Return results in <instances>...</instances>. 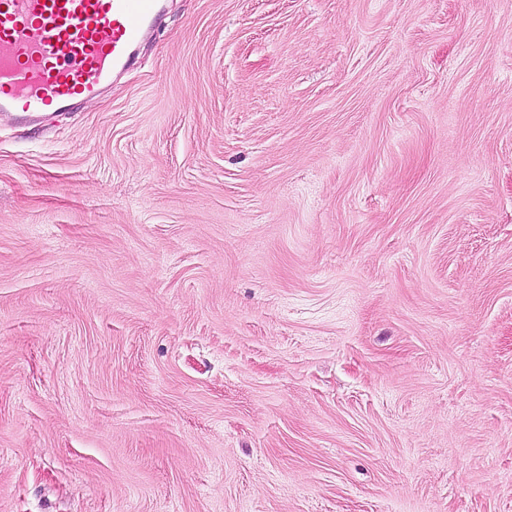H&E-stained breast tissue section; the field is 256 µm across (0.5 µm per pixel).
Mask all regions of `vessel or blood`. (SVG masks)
<instances>
[{"label": "vessel or blood", "mask_w": 512, "mask_h": 512, "mask_svg": "<svg viewBox=\"0 0 512 512\" xmlns=\"http://www.w3.org/2000/svg\"><path fill=\"white\" fill-rule=\"evenodd\" d=\"M163 0H0V112L93 96L159 19Z\"/></svg>", "instance_id": "1"}]
</instances>
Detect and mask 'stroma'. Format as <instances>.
Here are the masks:
<instances>
[{
    "instance_id": "35a3bbf8",
    "label": "stroma",
    "mask_w": 512,
    "mask_h": 512,
    "mask_svg": "<svg viewBox=\"0 0 512 512\" xmlns=\"http://www.w3.org/2000/svg\"><path fill=\"white\" fill-rule=\"evenodd\" d=\"M0 115V512H512V0H164Z\"/></svg>"
}]
</instances>
